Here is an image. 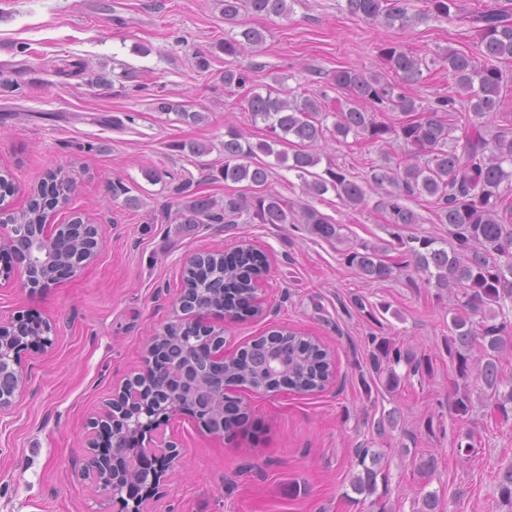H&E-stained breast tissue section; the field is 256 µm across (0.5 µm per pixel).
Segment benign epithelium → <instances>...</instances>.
Returning a JSON list of instances; mask_svg holds the SVG:
<instances>
[{
  "instance_id": "obj_1",
  "label": "benign epithelium",
  "mask_w": 512,
  "mask_h": 512,
  "mask_svg": "<svg viewBox=\"0 0 512 512\" xmlns=\"http://www.w3.org/2000/svg\"><path fill=\"white\" fill-rule=\"evenodd\" d=\"M103 244L98 224H33L29 227L0 221V253L10 256L32 288H47L73 278L91 265ZM176 326L153 338L145 369L124 379L86 433L82 479L93 494L122 504V512H153L151 491L164 473L180 460L178 443L157 434L175 416L186 415L207 432L224 437V420L237 417L238 388L255 392L241 379L229 381L224 364V330L207 322L224 317V288L207 298L193 299L182 289ZM52 324L25 312L0 320V417L11 413L25 393L29 375L24 351L34 345H53ZM279 386L288 387L284 357L268 350L259 361Z\"/></svg>"
}]
</instances>
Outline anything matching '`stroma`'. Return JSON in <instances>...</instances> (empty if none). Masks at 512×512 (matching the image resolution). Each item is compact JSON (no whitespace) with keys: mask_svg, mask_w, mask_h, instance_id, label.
Returning <instances> with one entry per match:
<instances>
[{"mask_svg":"<svg viewBox=\"0 0 512 512\" xmlns=\"http://www.w3.org/2000/svg\"><path fill=\"white\" fill-rule=\"evenodd\" d=\"M283 16L240 13L225 22L218 0H0V168L12 172L9 208L25 206L29 191L54 170L76 188L52 224L72 217L101 225L97 260L76 277L47 288L22 287L18 274L0 284V319L28 310L56 328L52 347L25 353L31 385L11 416L0 419V512H120L95 497L80 478L88 420L112 397L113 381L142 368L147 344L179 313L181 264L204 250L233 252L253 243L268 257L264 314L224 329L232 355L253 337L282 328L318 338L333 356L335 383L321 393L240 391L249 421L218 439L191 418L171 420L166 434L182 445L177 467L153 495L159 512H417L436 493L443 512H512L499 499L496 475L512 463V419L489 415L491 400L470 381L473 410L453 409L457 379L445 349L455 313L450 295H437L422 274L401 271L392 281L362 278L344 262V243L386 247L398 260L383 207V191L368 188L365 203L343 205L335 192L307 194L295 174L268 165L269 191L293 212L310 205L340 224L344 243L294 224L181 223L179 185L224 200L244 193L224 181V133L236 127L253 144L266 140L252 123L249 91L274 88L294 97H336V70L355 68L398 82L379 56L382 43L401 44L425 58L409 93L419 109L454 94L441 55L471 51L478 36L466 26L431 18L386 28L350 15L344 0H288ZM262 31L264 43L239 65L250 79L226 88L228 59L217 45L242 27ZM201 113L183 122L157 109L159 99ZM206 146L204 159L189 153ZM322 164L358 180L404 158L399 142L349 146L328 139L314 148ZM124 182L136 206L113 198ZM374 303L356 312L353 296ZM389 337L425 356V379L404 375L396 393L379 381L363 388L368 336ZM395 413L396 425L378 436L374 423ZM473 434L475 451L458 455L457 437ZM384 451L386 488L351 494L355 448ZM436 456L438 469L420 479L419 460Z\"/></svg>","mask_w":512,"mask_h":512,"instance_id":"stroma-1","label":"stroma"}]
</instances>
